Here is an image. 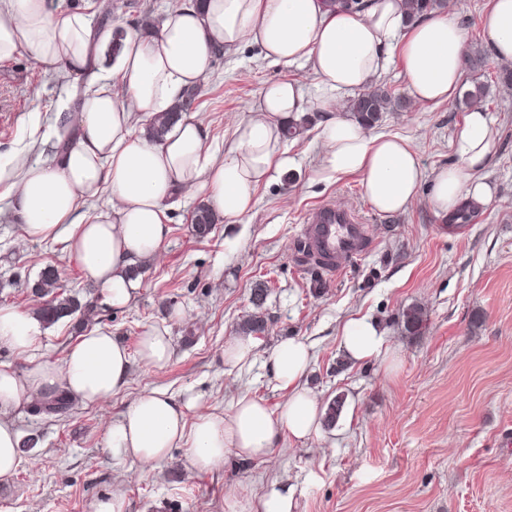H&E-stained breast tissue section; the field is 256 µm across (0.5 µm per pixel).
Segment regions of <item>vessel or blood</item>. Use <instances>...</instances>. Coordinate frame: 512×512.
Returning a JSON list of instances; mask_svg holds the SVG:
<instances>
[{"label": "vessel or blood", "mask_w": 512, "mask_h": 512, "mask_svg": "<svg viewBox=\"0 0 512 512\" xmlns=\"http://www.w3.org/2000/svg\"><path fill=\"white\" fill-rule=\"evenodd\" d=\"M302 243L314 264L337 273L367 251L370 236L367 225L354 212L327 204L304 224Z\"/></svg>", "instance_id": "vessel-or-blood-1"}]
</instances>
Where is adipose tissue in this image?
<instances>
[{
	"label": "adipose tissue",
	"instance_id": "ef3b65f1",
	"mask_svg": "<svg viewBox=\"0 0 512 512\" xmlns=\"http://www.w3.org/2000/svg\"><path fill=\"white\" fill-rule=\"evenodd\" d=\"M483 25L494 58L512 62V0H493ZM245 44L275 64L308 63L316 102L327 114L318 133L323 175L360 174L367 199L383 213L412 203L426 177L411 142L391 133L366 135L348 111L352 98L395 56L415 107L454 98L467 43L453 0L411 21L402 0H366L360 11L327 0H204L199 7L172 0L158 29L125 32L93 24L83 10L53 7L52 0H0V60L24 53L45 70L90 78L66 149L17 175L0 165V182L8 184L23 240L47 241L66 233L72 257L112 307L121 309L141 286L132 274L135 266L159 255L177 197H201L211 212L231 222L249 212L254 188L293 163L282 132L308 109L296 82L264 86L258 108L236 126L234 142L221 156L192 116L180 115L159 141L139 123L140 116L174 111L186 91L205 79L216 49ZM116 79L126 98L113 94ZM493 144L486 112L470 108L457 136V161L431 179L430 204L437 213L451 217L490 201L492 190L482 172ZM105 189L111 192L108 206L85 211ZM44 334L39 318L0 306V345L28 362L22 372L0 366V479L12 476L21 460L12 410L61 392L83 402H105L129 376L130 354L109 330L80 336L58 365L39 354ZM340 348L353 363L389 353L383 329L366 315L345 322ZM271 360L275 379L287 392L279 411L245 396L230 413L192 418L188 405L153 391L108 424V448L154 461L183 446L196 467L210 470L229 452L245 461L266 459L285 436L307 443L320 432V404L307 382L310 351L289 338L274 348ZM291 509L288 490L275 481L255 502L234 487L224 493L225 512Z\"/></svg>",
	"mask_w": 512,
	"mask_h": 512
}]
</instances>
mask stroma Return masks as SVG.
Returning <instances> with one entry per match:
<instances>
[{"instance_id": "1", "label": "stroma", "mask_w": 512, "mask_h": 512, "mask_svg": "<svg viewBox=\"0 0 512 512\" xmlns=\"http://www.w3.org/2000/svg\"><path fill=\"white\" fill-rule=\"evenodd\" d=\"M63 0L85 7L96 24L135 30L160 23L170 0ZM469 55L482 68L465 69L463 89L486 87L482 108L494 124L495 147L483 172L493 197L467 221L435 214L430 187L394 214L379 213L356 173L326 182L316 171L323 112L310 108L286 141L295 167L273 174L255 190L237 224L217 217L198 237L191 223L197 199L181 200L159 256L142 266L141 287L115 309L68 253L63 241H22L21 226L0 194V306L39 310L34 289L41 270L58 269L63 295L82 310L47 326L42 352L62 362L85 331L107 327L129 351L150 328H167L173 355L162 370L133 359L126 385L105 403L70 402L49 415L42 403L23 404L10 418L21 435V463L0 481V512H92L94 503L124 495L127 512H224V491L237 487L258 498L272 480L288 487L292 512H512V85L501 83L502 62L488 47L483 18L492 0H454ZM298 81L310 89L308 69L270 66L256 47L214 55L188 113L209 143L224 149L237 122L249 117L267 81ZM395 103L372 133L407 137L426 173L457 159L456 140L469 110L462 96L425 110L409 101L400 59L374 80ZM83 78L45 72L27 55L0 61V163L22 168L48 161L62 140L57 112L71 104ZM333 203L359 215L371 248L331 274L304 262L301 231L307 217ZM266 289L262 308L255 290ZM418 305L426 316L418 335L405 332L402 312ZM261 316L250 366L229 369L225 343ZM368 315L386 330L388 359L348 364L341 327ZM294 337L309 345L308 383L323 401L343 396L335 425L299 445L284 438L271 462H242L226 454L221 466L195 468L183 448L164 459L121 458L106 446L107 423L138 396L159 390L200 412L229 411L251 395L279 410L285 392L271 363L273 347Z\"/></svg>"}]
</instances>
